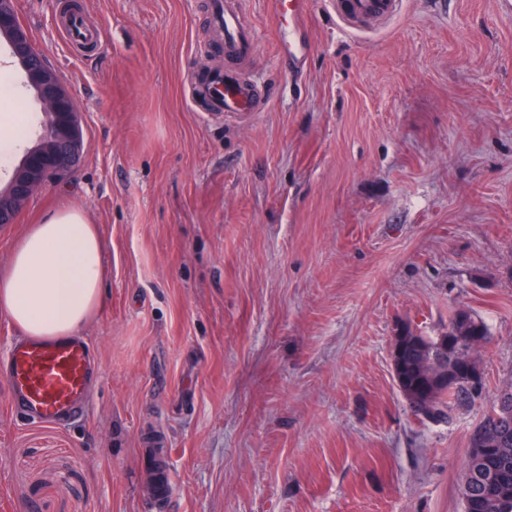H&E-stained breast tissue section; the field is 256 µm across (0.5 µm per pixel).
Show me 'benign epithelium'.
<instances>
[{"label": "benign epithelium", "instance_id": "obj_1", "mask_svg": "<svg viewBox=\"0 0 512 512\" xmlns=\"http://www.w3.org/2000/svg\"><path fill=\"white\" fill-rule=\"evenodd\" d=\"M0 32L4 33L13 57L23 71L25 85L35 92L41 107L56 116L57 132L52 134L53 145L32 149L21 163L25 177L11 178V192L0 194V217L8 212L24 210L34 192L51 179L62 175L79 160L83 142V129L78 118V106L62 85L56 73L43 60L25 30L16 25L9 10L0 5Z\"/></svg>", "mask_w": 512, "mask_h": 512}]
</instances>
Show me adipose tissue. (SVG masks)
<instances>
[{"instance_id":"adipose-tissue-1","label":"adipose tissue","mask_w":512,"mask_h":512,"mask_svg":"<svg viewBox=\"0 0 512 512\" xmlns=\"http://www.w3.org/2000/svg\"><path fill=\"white\" fill-rule=\"evenodd\" d=\"M103 253L80 209L49 213L28 227L0 270V314L25 337L75 335L102 303Z\"/></svg>"}]
</instances>
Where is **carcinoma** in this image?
I'll list each match as a JSON object with an SVG mask.
<instances>
[{
	"label": "carcinoma",
	"instance_id": "1",
	"mask_svg": "<svg viewBox=\"0 0 512 512\" xmlns=\"http://www.w3.org/2000/svg\"><path fill=\"white\" fill-rule=\"evenodd\" d=\"M446 336V349L441 348L439 337L424 336L408 325L401 326L395 336L398 387L415 398L411 411L423 423H447L455 411L486 399L485 380L475 388L467 376L446 383L429 379L421 361L434 355L451 365L461 356L476 354L471 342L476 337L489 341V325L462 307L450 318ZM459 492L462 512H512V382L491 397L489 408L470 433Z\"/></svg>",
	"mask_w": 512,
	"mask_h": 512
}]
</instances>
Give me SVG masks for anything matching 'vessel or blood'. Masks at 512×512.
Instances as JSON below:
<instances>
[{"label": "vessel or blood", "mask_w": 512, "mask_h": 512, "mask_svg": "<svg viewBox=\"0 0 512 512\" xmlns=\"http://www.w3.org/2000/svg\"><path fill=\"white\" fill-rule=\"evenodd\" d=\"M277 56L302 74L313 49L308 26L310 0H266ZM345 33L369 36L403 12L405 0H324ZM207 28L221 64L197 72L188 92L194 111L213 117H247L264 111L269 97L252 72L258 33L245 0H206ZM59 29L75 48L96 45L99 34L86 17L72 13ZM94 354L77 337L13 341L4 377L12 405L32 422H58L83 415L94 379Z\"/></svg>", "instance_id": "obj_1"}]
</instances>
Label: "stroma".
Instances as JSON below:
<instances>
[{
    "instance_id": "35a3bbf8",
    "label": "stroma",
    "mask_w": 512,
    "mask_h": 512,
    "mask_svg": "<svg viewBox=\"0 0 512 512\" xmlns=\"http://www.w3.org/2000/svg\"><path fill=\"white\" fill-rule=\"evenodd\" d=\"M65 3L13 0L83 155L0 225V267L28 225L84 211L104 244L80 333L99 367L56 425L23 420L0 379V512H461L483 407L420 422L393 337L470 308L492 334L487 392L512 382V0H408L370 37L312 0L298 77L246 0L273 96L245 120L189 105L202 0H82L87 52L57 29Z\"/></svg>"
}]
</instances>
